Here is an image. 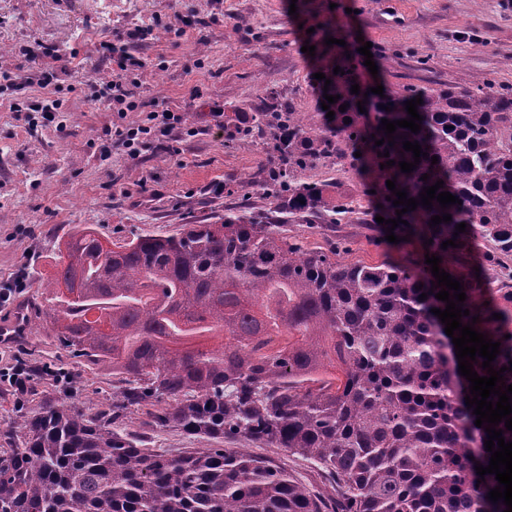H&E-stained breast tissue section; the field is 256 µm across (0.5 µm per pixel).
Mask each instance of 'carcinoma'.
I'll return each mask as SVG.
<instances>
[{
  "mask_svg": "<svg viewBox=\"0 0 512 512\" xmlns=\"http://www.w3.org/2000/svg\"><path fill=\"white\" fill-rule=\"evenodd\" d=\"M337 66L344 74L333 73ZM321 72L331 84L326 91L318 81L319 100L339 96L329 105L334 119L320 106L286 110L274 93L249 119L277 154L273 166L243 181L263 189V212L230 209L210 224L114 242L107 251L87 227L65 233L53 272L37 278L38 319L88 368L112 364L119 399L112 412L89 416L45 395L0 427L8 443L0 448V512L506 510L486 499L495 475L477 482L475 465L491 457L488 434L466 406L470 381L458 371L452 338L431 313L446 303L435 298L440 288L425 255L442 258L439 268L464 285L459 306L470 315L461 323L478 317L473 328L500 343L493 368L509 365L512 88L476 79L462 90L386 88L379 96L362 84L355 95L345 64L329 56ZM418 96L421 130L398 127L395 144L375 145L386 138L381 119L409 118L405 101ZM405 140L427 152L410 173L386 165L413 162ZM322 159L367 173L361 194L376 191L388 219L403 209L386 185L393 178L417 200L441 179V191L461 204L435 201L400 216L407 224L394 233L407 240L398 245L415 249L400 262L341 263L302 249L284 230L334 228L356 214L357 194L343 181L302 176ZM444 213L452 221L432 225ZM461 222L466 231L457 235ZM453 238L459 247L442 248ZM478 239L488 245L480 275L466 264ZM205 336L224 342L175 348ZM147 406L151 427L216 447L172 454L112 429L121 412ZM242 440L312 462L328 492L270 458L221 447Z\"/></svg>",
  "mask_w": 512,
  "mask_h": 512,
  "instance_id": "obj_1",
  "label": "carcinoma"
}]
</instances>
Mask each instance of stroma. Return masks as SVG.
<instances>
[{
	"label": "stroma",
	"instance_id": "35a3bbf8",
	"mask_svg": "<svg viewBox=\"0 0 512 512\" xmlns=\"http://www.w3.org/2000/svg\"><path fill=\"white\" fill-rule=\"evenodd\" d=\"M339 39L358 81L378 76L389 88H466L475 77L512 85V0H0V72L23 64L36 41L59 47L53 84L60 112H11L0 106V282L17 271L48 274L58 241L74 226L122 242L206 224L225 208L259 209V191L241 180L275 157L261 130L247 140L217 129L214 115L235 105L253 111L269 92L298 112L317 105V58L303 53L313 21ZM134 44L124 76L137 83L136 120L169 105L183 116L170 132L151 134L129 157L111 134L117 110L95 101L92 82L109 79L104 43ZM370 42L377 74L358 48ZM77 58H70V51ZM289 235L306 250L335 252L344 263L399 259L377 225L336 229L292 224ZM35 288L0 310V368L21 357L29 365L63 370L70 383L42 376L26 395L0 382V424L33 408L40 395L82 393L93 415L116 398L112 368L82 371L77 358L33 321ZM146 409L115 420L117 431L150 434V447L173 453L204 448L202 438L151 431Z\"/></svg>",
	"mask_w": 512,
	"mask_h": 512
}]
</instances>
